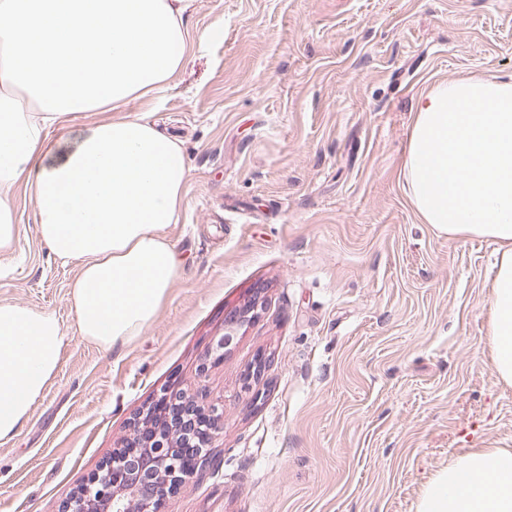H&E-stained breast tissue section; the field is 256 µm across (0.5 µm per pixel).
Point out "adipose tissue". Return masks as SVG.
<instances>
[{"instance_id":"obj_1","label":"adipose tissue","mask_w":512,"mask_h":512,"mask_svg":"<svg viewBox=\"0 0 512 512\" xmlns=\"http://www.w3.org/2000/svg\"><path fill=\"white\" fill-rule=\"evenodd\" d=\"M194 0H0V255L17 239L16 199L41 239L77 261L69 304L103 348L144 334L180 277L165 230L191 165L182 144L130 101L161 103L198 39ZM93 123L54 164L52 131ZM402 174L423 223L496 246L487 341L512 386V78L440 82L414 104ZM54 313L0 301V439L13 437L58 367ZM417 512H512V448H472L426 483ZM112 116H116L115 112H84L79 114L78 118L74 120V122L68 127L67 130H65L63 133L58 134L54 133L53 137L54 140L58 139L61 135H63L64 140L61 142L67 140V144L63 146L60 150H57L56 152L48 155L45 159L46 164H53L55 163L60 156L62 155L65 147L68 145L71 146L78 137L82 134L85 127L97 120L103 119V118H112Z\"/></svg>"}]
</instances>
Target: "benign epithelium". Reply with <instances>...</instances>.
<instances>
[{
  "mask_svg": "<svg viewBox=\"0 0 512 512\" xmlns=\"http://www.w3.org/2000/svg\"><path fill=\"white\" fill-rule=\"evenodd\" d=\"M242 313L230 318L224 338L208 354L207 363L224 359L232 331ZM217 406L205 407L191 395L165 391L151 414H139L124 445L85 483L86 492L68 498L59 512H163L167 498L198 483L214 465L211 448L219 432Z\"/></svg>",
  "mask_w": 512,
  "mask_h": 512,
  "instance_id": "1",
  "label": "benign epithelium"
}]
</instances>
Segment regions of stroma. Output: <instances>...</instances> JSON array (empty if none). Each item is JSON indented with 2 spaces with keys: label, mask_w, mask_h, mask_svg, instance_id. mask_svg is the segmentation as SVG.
<instances>
[{
  "label": "stroma",
  "mask_w": 512,
  "mask_h": 512,
  "mask_svg": "<svg viewBox=\"0 0 512 512\" xmlns=\"http://www.w3.org/2000/svg\"><path fill=\"white\" fill-rule=\"evenodd\" d=\"M189 24L222 32L162 107L124 108L192 166L167 228L182 275L143 336L109 349L80 336L78 265L18 198L0 300L54 312L65 339L30 417L0 440V512H59L132 414L177 387L223 409L220 465L165 512H416L457 454L512 448V387L485 339L494 246L422 223L402 175L418 95L512 77V0H196ZM261 355L270 366L245 388ZM242 317H244L241 311H238L237 314H234L232 318H230L227 328L224 332V338H221L217 343L212 347L211 352L208 354L207 361L211 362H220L224 359V349H226L232 340L231 332L237 329L241 322Z\"/></svg>",
  "instance_id": "1"
}]
</instances>
